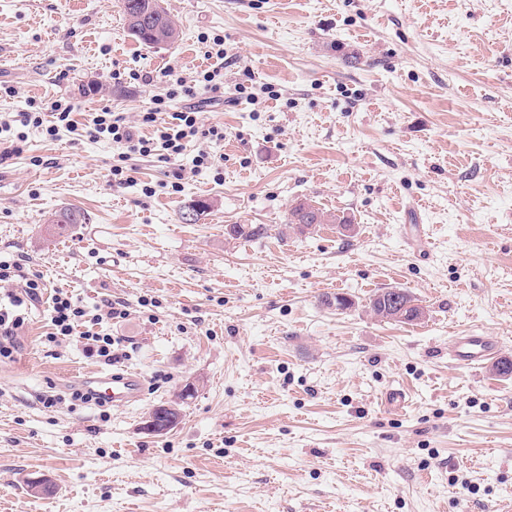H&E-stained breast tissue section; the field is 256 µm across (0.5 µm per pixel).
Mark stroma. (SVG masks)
I'll list each match as a JSON object with an SVG mask.
<instances>
[{
	"label": "stroma",
	"mask_w": 512,
	"mask_h": 512,
	"mask_svg": "<svg viewBox=\"0 0 512 512\" xmlns=\"http://www.w3.org/2000/svg\"><path fill=\"white\" fill-rule=\"evenodd\" d=\"M181 35L132 38L120 0H0V116L64 99L138 120L167 69L223 128L173 164L25 127L0 162V258L38 274L0 361V512H497L512 505V376L456 367L453 339L512 359V0H164ZM224 56L211 57L212 37ZM243 93H236V86ZM209 162L196 166L198 151ZM207 204L197 222L183 208ZM305 200L345 217L284 232ZM88 217L46 233L51 213ZM230 224H263L255 240ZM423 225L417 244L408 227ZM409 291L407 324L368 298ZM125 319L128 357L49 342V296ZM355 302L339 312L322 295ZM136 372L142 400L73 402L88 374ZM200 387L163 435L149 411ZM401 390L403 407L385 402ZM62 397L47 409L40 395ZM45 478L52 491L32 495Z\"/></svg>",
	"instance_id": "35a3bbf8"
}]
</instances>
